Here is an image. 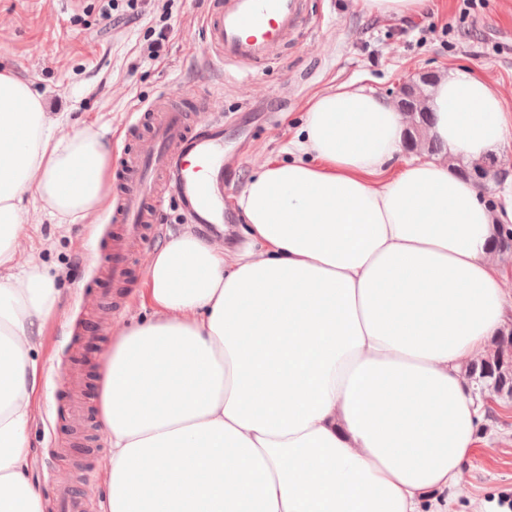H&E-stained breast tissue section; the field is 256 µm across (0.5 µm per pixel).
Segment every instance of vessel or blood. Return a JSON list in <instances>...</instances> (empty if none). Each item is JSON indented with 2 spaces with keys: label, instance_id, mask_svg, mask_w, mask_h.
<instances>
[{
  "label": "vessel or blood",
  "instance_id": "obj_1",
  "mask_svg": "<svg viewBox=\"0 0 512 512\" xmlns=\"http://www.w3.org/2000/svg\"><path fill=\"white\" fill-rule=\"evenodd\" d=\"M302 0H209L203 29L210 67L248 68L277 60L298 28ZM150 126L124 159L113 223L121 234L112 251V279L122 284L127 255L145 242L144 227L161 220L166 195L179 198L193 224L233 223L224 213V116L211 112L196 89L184 102L154 99L143 111ZM59 512H89L72 485L57 491Z\"/></svg>",
  "mask_w": 512,
  "mask_h": 512
}]
</instances>
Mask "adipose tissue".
<instances>
[{
	"label": "adipose tissue",
	"mask_w": 512,
	"mask_h": 512,
	"mask_svg": "<svg viewBox=\"0 0 512 512\" xmlns=\"http://www.w3.org/2000/svg\"><path fill=\"white\" fill-rule=\"evenodd\" d=\"M430 108L445 152L404 164L392 102L351 83L317 95L287 160L237 200L256 247L185 233L151 254L145 314L103 362L100 512H448L482 421L464 368L512 304L493 245L512 199L491 206L448 159L482 161L512 110L462 69ZM64 120L0 72V512H42L33 352L61 296L46 268L14 274L22 224L110 202L111 141L55 135Z\"/></svg>",
	"instance_id": "1"
}]
</instances>
